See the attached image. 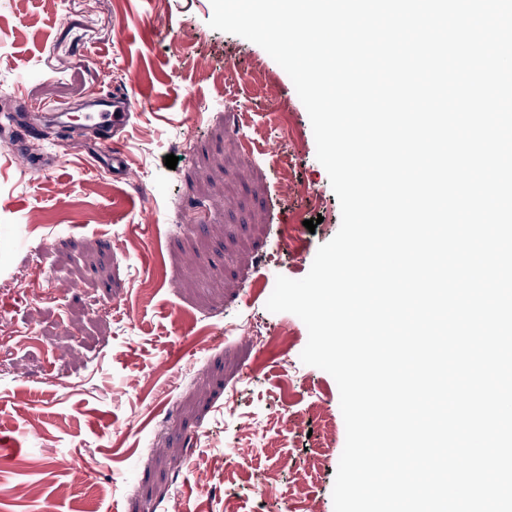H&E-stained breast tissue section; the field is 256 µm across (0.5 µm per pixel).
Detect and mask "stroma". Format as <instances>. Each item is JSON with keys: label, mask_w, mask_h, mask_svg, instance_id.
<instances>
[{"label": "stroma", "mask_w": 512, "mask_h": 512, "mask_svg": "<svg viewBox=\"0 0 512 512\" xmlns=\"http://www.w3.org/2000/svg\"><path fill=\"white\" fill-rule=\"evenodd\" d=\"M212 14L0 0V106L137 93L124 180L91 166L86 133L31 139L41 167L23 171L0 119V427L18 445L0 512H334L346 429L325 447L318 414H339L338 386L301 362L303 321L266 302L277 276L307 275L340 203L288 74ZM284 459L309 474L303 498Z\"/></svg>", "instance_id": "35a3bbf8"}]
</instances>
